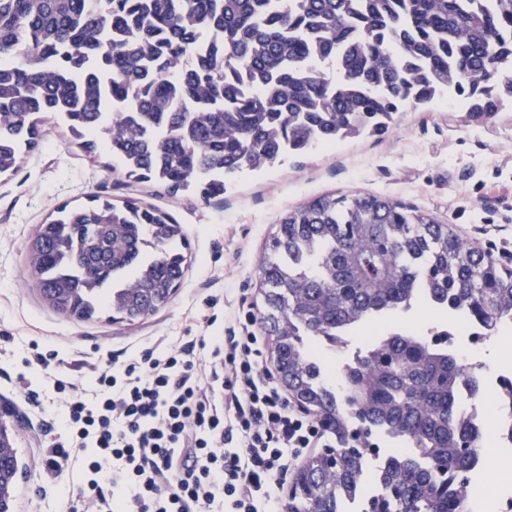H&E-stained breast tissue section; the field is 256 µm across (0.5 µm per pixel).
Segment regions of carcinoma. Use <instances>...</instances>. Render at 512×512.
I'll use <instances>...</instances> for the list:
<instances>
[{"mask_svg": "<svg viewBox=\"0 0 512 512\" xmlns=\"http://www.w3.org/2000/svg\"><path fill=\"white\" fill-rule=\"evenodd\" d=\"M336 64V74L320 68ZM512 0H0V174L40 145L51 112L126 177L208 200L245 171L318 144L384 133L393 114L451 90L476 116L512 103ZM26 243L45 303L91 320L158 311L185 275L176 218L138 198L63 206ZM261 284L279 378L329 443L288 512H341L365 451L418 448L370 479L368 512H462L479 458L456 391L472 373L398 325L358 353L342 393L315 340L426 297L494 329L512 321V268L432 213L393 198H313L278 221Z\"/></svg>", "mask_w": 512, "mask_h": 512, "instance_id": "1", "label": "carcinoma"}]
</instances>
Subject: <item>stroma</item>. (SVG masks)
Listing matches in <instances>:
<instances>
[{
	"mask_svg": "<svg viewBox=\"0 0 512 512\" xmlns=\"http://www.w3.org/2000/svg\"><path fill=\"white\" fill-rule=\"evenodd\" d=\"M45 136L16 173L0 176V416L15 431L19 468L13 512H58L79 493L74 466L47 476L39 443L55 417L24 402L25 383H38L33 345L69 361L134 351L162 340L167 348L223 335L244 308L261 313L260 268L282 214L323 194L374 193L436 214L470 244L512 267V108L481 118L452 102L406 107L380 137L316 146L264 172H247L209 201L190 192L169 195L153 182L126 178L105 155H87L57 123L43 117ZM136 197L170 211L188 248L186 274L167 305L130 324L106 317L81 321L40 298L28 272L27 239L56 207L93 196Z\"/></svg>",
	"mask_w": 512,
	"mask_h": 512,
	"instance_id": "stroma-1",
	"label": "stroma"
}]
</instances>
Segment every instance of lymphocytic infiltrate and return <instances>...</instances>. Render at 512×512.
Wrapping results in <instances>:
<instances>
[{"instance_id":"f902f5d3","label":"lymphocytic infiltrate","mask_w":512,"mask_h":512,"mask_svg":"<svg viewBox=\"0 0 512 512\" xmlns=\"http://www.w3.org/2000/svg\"><path fill=\"white\" fill-rule=\"evenodd\" d=\"M238 323L217 337L209 367L192 341L147 348L92 366L87 389L37 354L66 397L58 429L41 442L43 468L56 472L83 452L92 512H280L281 476L322 434L266 374L255 315Z\"/></svg>"}]
</instances>
